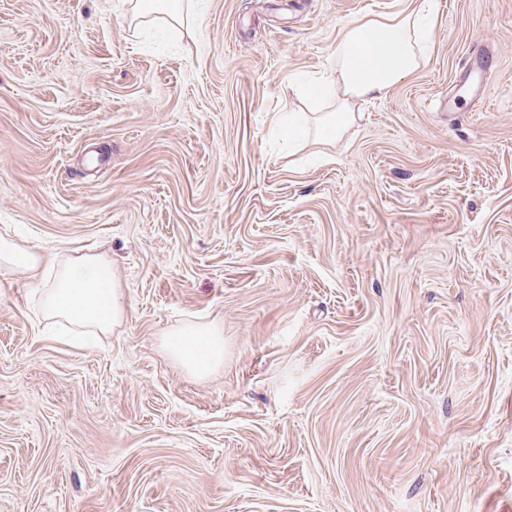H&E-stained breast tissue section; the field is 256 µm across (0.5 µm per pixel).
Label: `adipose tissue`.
Returning a JSON list of instances; mask_svg holds the SVG:
<instances>
[{"instance_id": "1", "label": "adipose tissue", "mask_w": 512, "mask_h": 512, "mask_svg": "<svg viewBox=\"0 0 512 512\" xmlns=\"http://www.w3.org/2000/svg\"><path fill=\"white\" fill-rule=\"evenodd\" d=\"M434 9V0H412L406 12L345 30L336 57V77L319 90L323 96L339 87L344 90L335 111L317 118L325 137H335L351 124V100L381 98L418 68L421 43L433 34ZM0 266L34 281L49 278L39 296L41 314L69 323L79 333L110 335L125 315L124 294L104 255L38 254L1 237ZM169 350L183 366L205 375L223 362V332L216 324L192 326L182 330Z\"/></svg>"}]
</instances>
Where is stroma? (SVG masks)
<instances>
[{
  "label": "stroma",
  "instance_id": "35a3bbf8",
  "mask_svg": "<svg viewBox=\"0 0 512 512\" xmlns=\"http://www.w3.org/2000/svg\"><path fill=\"white\" fill-rule=\"evenodd\" d=\"M409 2L0 0V237L127 303L78 343L0 267V512H512V0H435L343 135L273 129ZM212 322L198 377L164 341ZM181 2L182 1L180 0L165 1L166 4L164 5V12L161 15L157 14L155 10L150 12L146 8V4L148 3V1H137L135 8L139 14L140 19L145 21L148 20V16L159 15L162 16L161 19H163L166 22L169 21L171 23L177 24L184 19L186 23L185 14L183 13V6Z\"/></svg>",
  "mask_w": 512,
  "mask_h": 512
}]
</instances>
